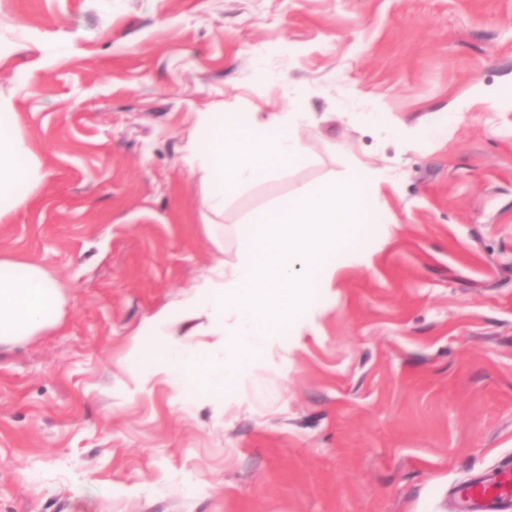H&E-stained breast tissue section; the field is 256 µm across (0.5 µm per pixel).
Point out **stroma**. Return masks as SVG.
<instances>
[{
  "instance_id": "1",
  "label": "stroma",
  "mask_w": 512,
  "mask_h": 512,
  "mask_svg": "<svg viewBox=\"0 0 512 512\" xmlns=\"http://www.w3.org/2000/svg\"><path fill=\"white\" fill-rule=\"evenodd\" d=\"M511 84L512 0H0L41 162L0 255L64 299L0 346V512H461L512 460ZM219 104L308 113V160L215 216L188 133ZM356 161L390 168L394 227L314 331L221 399L139 383L129 339L238 261L235 226Z\"/></svg>"
}]
</instances>
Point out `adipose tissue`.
Returning a JSON list of instances; mask_svg holds the SVG:
<instances>
[{
	"label": "adipose tissue",
	"instance_id": "obj_1",
	"mask_svg": "<svg viewBox=\"0 0 512 512\" xmlns=\"http://www.w3.org/2000/svg\"><path fill=\"white\" fill-rule=\"evenodd\" d=\"M300 112L200 113L189 137L210 186L203 210L222 214L229 198L283 167L305 163L297 128ZM37 183V160L17 132V115L0 103V219L28 208ZM63 296L39 264L0 258V344L14 343L55 325Z\"/></svg>",
	"mask_w": 512,
	"mask_h": 512
}]
</instances>
